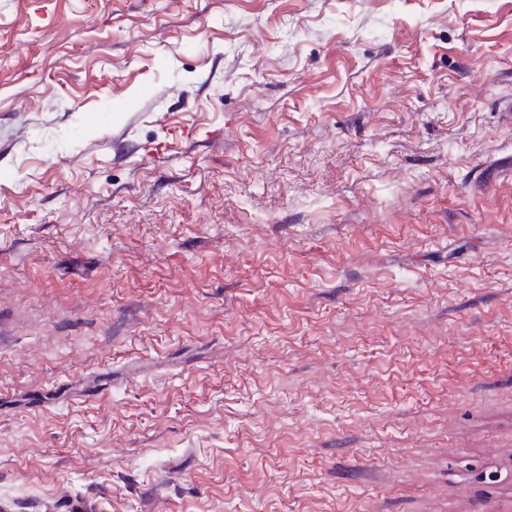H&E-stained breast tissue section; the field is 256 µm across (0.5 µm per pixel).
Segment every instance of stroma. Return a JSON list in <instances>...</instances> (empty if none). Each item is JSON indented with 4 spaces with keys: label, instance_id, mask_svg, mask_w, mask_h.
Returning a JSON list of instances; mask_svg holds the SVG:
<instances>
[{
    "label": "stroma",
    "instance_id": "35a3bbf8",
    "mask_svg": "<svg viewBox=\"0 0 512 512\" xmlns=\"http://www.w3.org/2000/svg\"><path fill=\"white\" fill-rule=\"evenodd\" d=\"M512 0H0V507L512 512Z\"/></svg>",
    "mask_w": 512,
    "mask_h": 512
}]
</instances>
